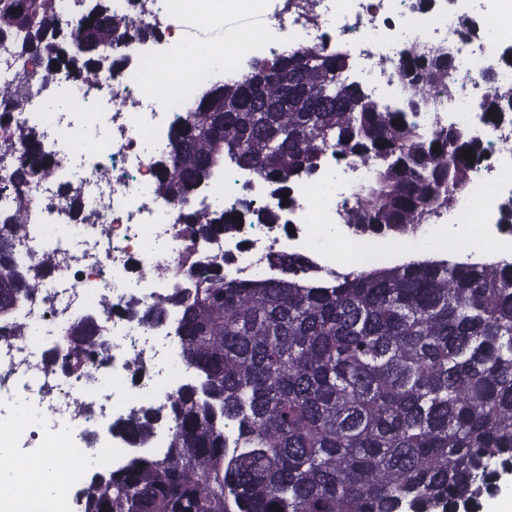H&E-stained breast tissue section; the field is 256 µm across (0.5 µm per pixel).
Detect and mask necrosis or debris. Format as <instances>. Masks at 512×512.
Segmentation results:
<instances>
[{
    "label": "necrosis or debris",
    "mask_w": 512,
    "mask_h": 512,
    "mask_svg": "<svg viewBox=\"0 0 512 512\" xmlns=\"http://www.w3.org/2000/svg\"><path fill=\"white\" fill-rule=\"evenodd\" d=\"M473 2L447 0L445 7L422 10L417 0H252L264 13L266 27L257 37H229L224 68L236 70L240 53L254 58L280 54L321 44L332 32L350 54L365 59V81L372 92L389 97L405 92L396 75L405 51L423 43L443 46L456 64L451 93L441 98L439 110L451 122L475 128L479 120L470 105L489 91L477 68L494 66L497 83L506 86H512V70L497 67L495 40H486L478 54L472 38L459 35ZM112 5L133 14L135 27L112 48L111 86L91 88L66 70L43 78L0 45V85L25 87L16 119L36 129L54 161L48 174L26 187L28 227L17 260L36 269L52 254L57 264L11 319L23 328V337L0 330V404H10L16 415L12 432H0V459L7 463L15 495L23 500L47 502L49 496L28 483L27 476L51 458L17 454L14 437L36 439L46 428L67 448L69 470L106 465L125 443L113 435L98 436L99 426L141 405H166L187 372L171 326L144 325L125 308L133 301L150 306L177 281L186 244L177 209L154 198V163L175 117L211 80L215 64L209 51L193 49L175 35L188 23L201 22L195 0H112ZM494 144L453 205L440 210L433 222L394 243L365 241V250L376 257L394 249L444 252L462 246L458 225L480 224L484 242L469 251V258L512 253V238L496 229L501 199L496 187L512 174V124L496 127ZM74 146L82 149L76 162L68 154ZM354 174L363 177L367 170L352 173L329 164L298 185L296 235L268 224H244L237 233L199 243L198 259L208 263L228 256L224 274L237 279L268 272L266 257L272 251L304 255L324 273L335 270L342 241L337 217ZM63 183L82 203L80 223H73L61 205ZM107 304L113 308L108 317L103 314ZM85 315L98 316L112 364L88 377L69 376L48 366L46 354L60 344L63 329ZM136 357L152 366L153 374L130 384L126 365Z\"/></svg>",
    "instance_id": "obj_1"
}]
</instances>
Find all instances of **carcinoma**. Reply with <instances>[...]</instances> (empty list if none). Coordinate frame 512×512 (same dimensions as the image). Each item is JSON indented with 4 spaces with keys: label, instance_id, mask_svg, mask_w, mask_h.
<instances>
[{
    "label": "carcinoma",
    "instance_id": "1",
    "mask_svg": "<svg viewBox=\"0 0 512 512\" xmlns=\"http://www.w3.org/2000/svg\"><path fill=\"white\" fill-rule=\"evenodd\" d=\"M61 17L58 0H0V42L41 68L112 82L102 53L132 20L109 0ZM453 57L404 53L396 103L350 79L340 43L303 45L252 60L238 79L213 81L182 114L155 164V195L174 204L189 241L181 272L144 311L146 324L179 313L180 357L193 379L168 406L142 405L110 426L133 451L96 471L77 512H477L512 474V261L410 260L321 278L299 254L271 253L273 275L224 277L220 260L195 272L197 243L234 232L242 215L274 224L324 159L369 168L344 199L348 229L368 238L408 235L449 207L483 158L448 125L414 116L437 111ZM491 83L481 121L512 112V88ZM19 90L0 87V320L37 279L18 265L27 231L24 188L51 169L36 132L18 123ZM438 151H433V145ZM472 150V160L463 156ZM227 165L263 181L275 205L213 209L202 186ZM96 318L83 317L48 353L66 374L108 363ZM166 447L147 450L155 428Z\"/></svg>",
    "mask_w": 512,
    "mask_h": 512
}]
</instances>
